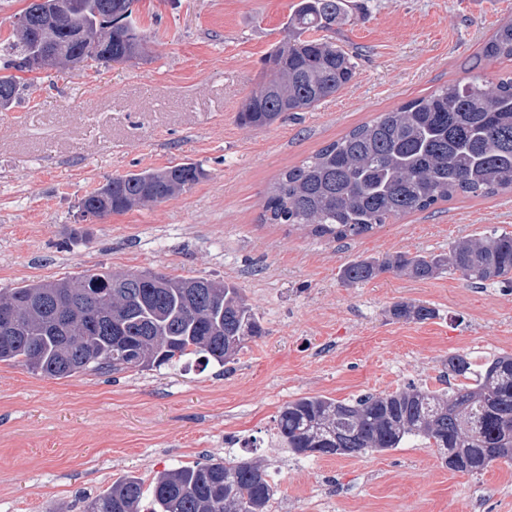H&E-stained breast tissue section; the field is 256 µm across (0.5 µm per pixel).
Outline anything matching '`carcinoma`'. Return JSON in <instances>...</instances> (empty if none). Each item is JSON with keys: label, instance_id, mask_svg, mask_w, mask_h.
Listing matches in <instances>:
<instances>
[{"label": "carcinoma", "instance_id": "obj_1", "mask_svg": "<svg viewBox=\"0 0 512 512\" xmlns=\"http://www.w3.org/2000/svg\"><path fill=\"white\" fill-rule=\"evenodd\" d=\"M134 2L81 0L86 36H64L60 47L86 66L137 58L146 35L133 19ZM347 18V0H299L284 23L283 40L264 60L267 79L237 112L238 124L265 129L344 89L356 75L354 56L326 33ZM109 20L112 37L99 51L93 42ZM34 49V42L21 37L8 43L0 102L10 106L19 98L23 85L8 70L33 71ZM499 60L512 61L511 19L464 61L465 79L381 113L283 171L266 192L262 221L340 241L459 195L512 191V77L485 73V63ZM203 177V168L192 162L132 172L112 178L108 194L98 189L81 204L92 218L124 214L168 200ZM387 273L419 281L450 273L471 284L512 287V233L494 227L440 254L358 257L343 266L341 279L354 286ZM130 275L86 269L75 277L1 290L0 304L15 308L17 326L0 330V362L57 379L102 368L143 369L114 348L115 337L124 336L152 368L191 358L224 364L228 339L240 350L263 335L256 311L229 283L153 273L132 286L122 282ZM391 314L425 321L434 310L401 302ZM448 374L467 379L471 363L451 355ZM277 428L299 455L337 448L353 456L419 438L438 449L449 469L478 474L496 461H512V355L494 358L475 383L448 394L408 387L353 403L301 397L281 408ZM276 494L261 465L241 459L164 470L147 488L140 478L126 476L86 512H141L147 495V512H269Z\"/></svg>", "mask_w": 512, "mask_h": 512}]
</instances>
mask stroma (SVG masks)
<instances>
[{"mask_svg": "<svg viewBox=\"0 0 512 512\" xmlns=\"http://www.w3.org/2000/svg\"><path fill=\"white\" fill-rule=\"evenodd\" d=\"M296 0H139L134 62L25 72L0 109V289L88 268L234 284L264 334L226 364L55 379L0 362V512H85L127 475L211 460L259 462L278 486L269 512H512V463L468 475L437 449L298 456L276 419L305 396L343 402L408 385L447 391L450 355L473 371L512 354V290L456 274H386L347 286L356 257L444 253L487 228L512 231V193L459 197L334 242L259 220L264 194L380 113L460 80L461 64L512 0H350L337 30L357 74L337 95L263 130L238 125ZM196 162L204 178L160 203L77 223L81 198L130 172ZM432 307L397 320L393 304Z\"/></svg>", "mask_w": 512, "mask_h": 512, "instance_id": "obj_1", "label": "stroma"}]
</instances>
